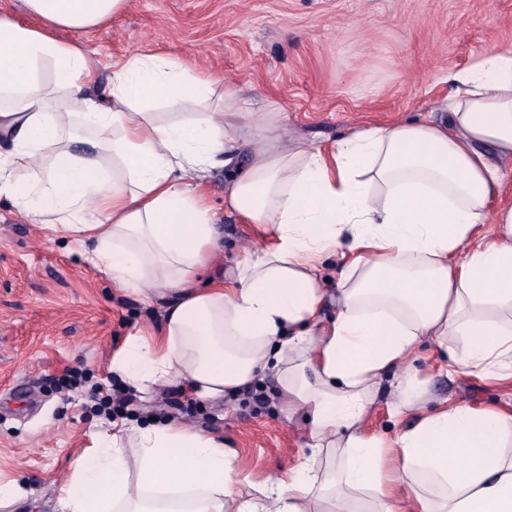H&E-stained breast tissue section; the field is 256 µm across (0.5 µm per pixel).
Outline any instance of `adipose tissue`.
Here are the masks:
<instances>
[{
    "instance_id": "ef3b65f1",
    "label": "adipose tissue",
    "mask_w": 512,
    "mask_h": 512,
    "mask_svg": "<svg viewBox=\"0 0 512 512\" xmlns=\"http://www.w3.org/2000/svg\"><path fill=\"white\" fill-rule=\"evenodd\" d=\"M0 10V196L77 243L118 288L169 304L161 343L130 338L112 369L135 390L218 399L267 370L311 417L309 457L257 486L224 439L186 425L90 434L60 512H512V413H418L421 340L456 371L512 380V45L450 73L448 117L361 126L317 145L275 103L158 54L114 63L106 91L79 34L127 0H21ZM219 106H212V98ZM86 144L83 152L73 143ZM257 242L226 278L206 178ZM340 254L335 289L319 265ZM336 314L327 319L326 307ZM397 372L390 436L363 423Z\"/></svg>"
}]
</instances>
